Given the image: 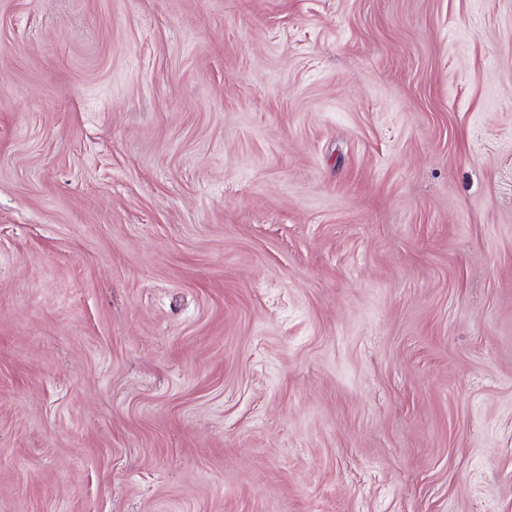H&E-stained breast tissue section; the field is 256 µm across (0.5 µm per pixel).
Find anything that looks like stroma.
I'll use <instances>...</instances> for the list:
<instances>
[{
	"label": "stroma",
	"instance_id": "1",
	"mask_svg": "<svg viewBox=\"0 0 512 512\" xmlns=\"http://www.w3.org/2000/svg\"><path fill=\"white\" fill-rule=\"evenodd\" d=\"M0 512H512V0H0Z\"/></svg>",
	"mask_w": 512,
	"mask_h": 512
}]
</instances>
